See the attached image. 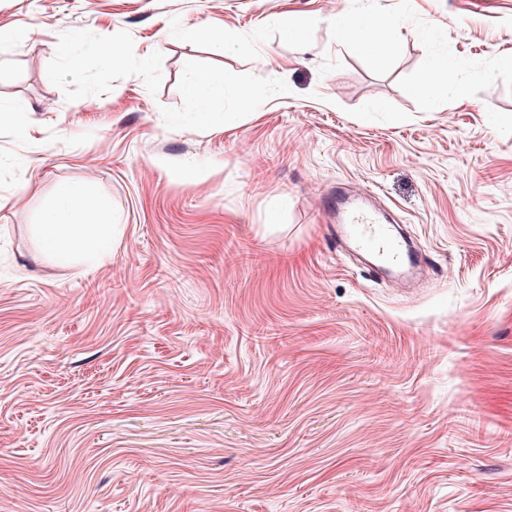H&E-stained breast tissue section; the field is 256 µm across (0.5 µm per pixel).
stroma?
<instances>
[{"instance_id": "stroma-1", "label": "stroma", "mask_w": 512, "mask_h": 512, "mask_svg": "<svg viewBox=\"0 0 512 512\" xmlns=\"http://www.w3.org/2000/svg\"><path fill=\"white\" fill-rule=\"evenodd\" d=\"M0 31V512H512V0H0ZM191 69L233 79L200 120ZM63 183L104 260L44 253ZM340 186L416 288L337 251ZM375 25L359 19L356 24L349 22L346 16H336V35L341 38L351 37L354 44L363 51L370 52L373 58L377 59L383 52L384 43L377 40L373 34ZM456 74V68L449 62L433 64L430 67L427 84L411 88L412 93H435L448 87Z\"/></svg>"}]
</instances>
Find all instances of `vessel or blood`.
<instances>
[{
	"label": "vessel or blood",
	"mask_w": 512,
	"mask_h": 512,
	"mask_svg": "<svg viewBox=\"0 0 512 512\" xmlns=\"http://www.w3.org/2000/svg\"><path fill=\"white\" fill-rule=\"evenodd\" d=\"M335 207L349 247L372 255L391 271L395 281H403L416 257L385 224L381 215L341 192L336 195Z\"/></svg>",
	"instance_id": "1"
}]
</instances>
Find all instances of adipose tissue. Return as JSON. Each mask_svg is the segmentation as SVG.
<instances>
[{"mask_svg": "<svg viewBox=\"0 0 512 512\" xmlns=\"http://www.w3.org/2000/svg\"><path fill=\"white\" fill-rule=\"evenodd\" d=\"M57 202L41 226L45 251L62 264L80 255H106L112 236L111 211L72 185L59 188Z\"/></svg>", "mask_w": 512, "mask_h": 512, "instance_id": "ef3b65f1", "label": "adipose tissue"}]
</instances>
